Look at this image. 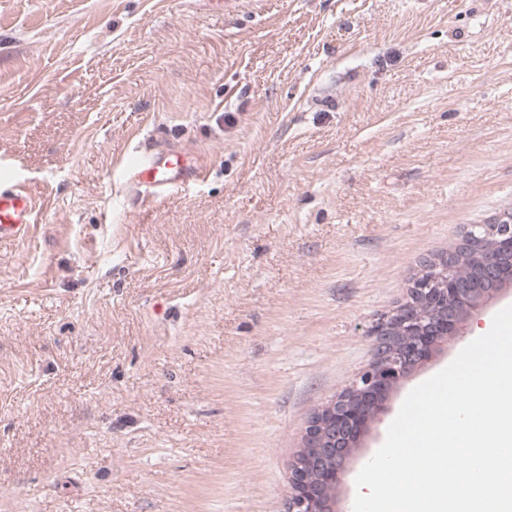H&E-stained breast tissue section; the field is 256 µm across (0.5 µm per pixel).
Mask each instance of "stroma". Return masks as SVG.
Returning a JSON list of instances; mask_svg holds the SVG:
<instances>
[{"label":"stroma","instance_id":"stroma-1","mask_svg":"<svg viewBox=\"0 0 512 512\" xmlns=\"http://www.w3.org/2000/svg\"><path fill=\"white\" fill-rule=\"evenodd\" d=\"M207 167L148 197L144 155ZM0 512H284L421 261L512 207V0H0ZM503 293L394 389L406 396ZM0 246L23 241L34 227L38 201L14 169L0 166Z\"/></svg>","mask_w":512,"mask_h":512}]
</instances>
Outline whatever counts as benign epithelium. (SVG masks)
Listing matches in <instances>:
<instances>
[{"label":"benign epithelium","mask_w":512,"mask_h":512,"mask_svg":"<svg viewBox=\"0 0 512 512\" xmlns=\"http://www.w3.org/2000/svg\"><path fill=\"white\" fill-rule=\"evenodd\" d=\"M464 237L490 243L474 275L458 273V247L427 261L412 285L427 314L402 304L380 318L369 330L375 338L372 363L307 422L303 444L315 451L298 454L290 464L286 512H335L326 492L344 479L347 460L385 411L390 391L431 358L440 340L461 335L468 316L512 285V211L467 225Z\"/></svg>","instance_id":"1"}]
</instances>
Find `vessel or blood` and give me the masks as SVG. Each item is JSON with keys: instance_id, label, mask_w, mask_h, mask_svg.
<instances>
[{"instance_id": "b4317fda", "label": "vessel or blood", "mask_w": 512, "mask_h": 512, "mask_svg": "<svg viewBox=\"0 0 512 512\" xmlns=\"http://www.w3.org/2000/svg\"><path fill=\"white\" fill-rule=\"evenodd\" d=\"M204 166L187 164L182 153L148 155L128 171L137 187L176 193L188 177L205 178ZM38 203L11 166L0 167V246L23 241L35 223Z\"/></svg>"}]
</instances>
